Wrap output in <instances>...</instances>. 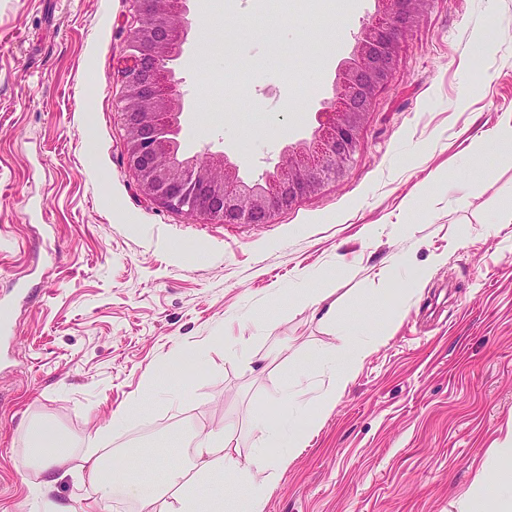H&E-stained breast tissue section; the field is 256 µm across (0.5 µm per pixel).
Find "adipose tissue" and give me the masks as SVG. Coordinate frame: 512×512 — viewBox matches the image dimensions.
Wrapping results in <instances>:
<instances>
[{"mask_svg":"<svg viewBox=\"0 0 512 512\" xmlns=\"http://www.w3.org/2000/svg\"><path fill=\"white\" fill-rule=\"evenodd\" d=\"M344 333L349 337L340 350L344 359H337V353L331 351L317 363L318 372L330 379L327 387L316 389L308 398L291 385H283L278 395L279 417L271 419L261 411L255 414L253 425L262 437L258 451L246 466H239L232 454L233 429L222 425L205 434L186 431L187 448L176 456L161 453L150 470L133 478L121 455L108 458L91 447L75 452L68 435L47 421L34 418L25 426L29 443L26 462L36 471L32 496L40 500L42 512H99L101 505L117 497L139 503L143 512H153L159 503L164 504L165 512H224V486L219 477L230 471L246 491V512H264L289 461L306 448L308 433L332 412L338 393L352 380L370 351L371 341L357 340V328L346 327ZM211 346V340H204L148 369L138 396L113 411L111 422L100 430V437L129 428L134 420L150 417L152 405L159 398H180L185 371L204 365ZM69 475L93 487V501L79 500L63 506L52 499L55 485ZM466 499L472 507L491 502L498 512H512V475H501L491 483L476 479Z\"/></svg>","mask_w":512,"mask_h":512,"instance_id":"1","label":"adipose tissue"}]
</instances>
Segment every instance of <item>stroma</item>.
<instances>
[{
  "label": "stroma",
  "mask_w": 512,
  "mask_h": 512,
  "mask_svg": "<svg viewBox=\"0 0 512 512\" xmlns=\"http://www.w3.org/2000/svg\"><path fill=\"white\" fill-rule=\"evenodd\" d=\"M192 27L176 62L184 153L224 155L258 180L290 142L311 136L332 98L339 63L375 0H317L311 10L258 19L251 0H190ZM127 0H0V512H40L21 468L30 419L85 444L141 387L144 370L205 336L214 347L188 393L108 446L133 454L167 431L240 426L247 465L261 408L312 374L338 327H375L387 284L379 272L406 254L411 269L444 265L405 284L404 311L365 358L265 512H466L475 478L493 480L488 451L512 432V224L494 204L512 195V161L487 138L512 115V0H433L406 37L377 95L349 175L272 224H206L135 192L115 110L112 62L125 47ZM240 23L245 67L224 81L210 46ZM296 69L282 79L275 39ZM224 96L222 117L211 101ZM473 189L466 201L448 191ZM373 236H365V225ZM30 298L15 296L18 284ZM333 289L336 329L303 294ZM256 326L240 329L243 319ZM278 351L274 364L259 363Z\"/></svg>",
  "instance_id": "35a3bbf8"
}]
</instances>
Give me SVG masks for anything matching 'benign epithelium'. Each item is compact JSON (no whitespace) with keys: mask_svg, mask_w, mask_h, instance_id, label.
Returning a JSON list of instances; mask_svg holds the SVG:
<instances>
[{"mask_svg":"<svg viewBox=\"0 0 512 512\" xmlns=\"http://www.w3.org/2000/svg\"><path fill=\"white\" fill-rule=\"evenodd\" d=\"M188 0H130L124 53L113 63L126 163L139 195L167 211L214 224H272L282 212L343 180L361 148L374 100L393 78L405 37L433 0H377L338 69L333 97L311 138L290 143L261 179L245 182L224 157H186L178 135L182 93L172 62L188 30Z\"/></svg>","mask_w":512,"mask_h":512,"instance_id":"obj_1","label":"benign epithelium"}]
</instances>
